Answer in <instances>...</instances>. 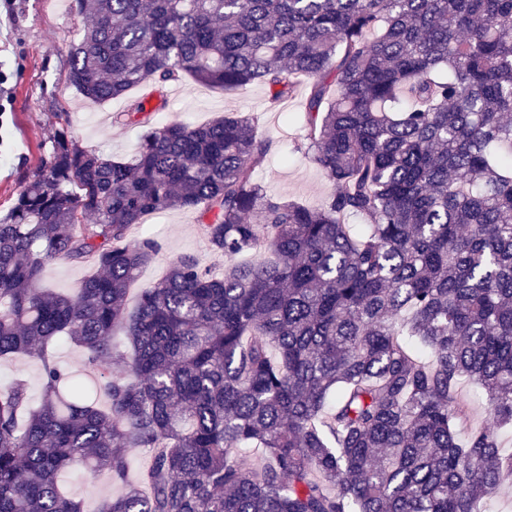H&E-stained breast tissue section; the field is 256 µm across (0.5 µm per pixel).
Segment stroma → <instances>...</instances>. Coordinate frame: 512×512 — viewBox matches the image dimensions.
Masks as SVG:
<instances>
[{"label": "stroma", "mask_w": 512, "mask_h": 512, "mask_svg": "<svg viewBox=\"0 0 512 512\" xmlns=\"http://www.w3.org/2000/svg\"><path fill=\"white\" fill-rule=\"evenodd\" d=\"M84 16L70 12L68 0H0V214H5L25 182L49 157L58 130L67 131L81 148L116 161L136 152L140 128L113 123L124 111L126 98L94 102L69 82L68 48L79 42ZM300 97L268 107V90L257 84L224 92L193 80L169 90L164 109L153 116L155 125L179 121L190 126L208 123L227 112H243L258 120V129L271 139L272 149L256 163L259 180L271 194L306 205L321 204L332 190L323 172L297 150L301 130L296 120ZM193 210H166L149 215L140 236L157 240L160 251L131 285L128 302L136 304L143 288L162 278L180 256H196L212 272L224 267L199 231ZM23 378L32 401L42 391V362L35 356L0 359V386ZM62 488L95 512L119 486L106 479L88 478L68 470L59 478Z\"/></svg>", "instance_id": "35a3bbf8"}]
</instances>
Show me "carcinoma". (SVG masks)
Returning a JSON list of instances; mask_svg holds the SVG:
<instances>
[{"mask_svg": "<svg viewBox=\"0 0 512 512\" xmlns=\"http://www.w3.org/2000/svg\"><path fill=\"white\" fill-rule=\"evenodd\" d=\"M87 15L69 81L94 101L190 77L308 79L298 150L334 190L271 195V150L237 112L143 129L129 161L61 131L0 216V358L42 361L0 387V512H83L80 467L121 486L98 512H486L512 483V0H72ZM199 212L217 276L177 258L126 306L159 251L146 216ZM359 222L354 226L353 222ZM91 263L70 295L47 263ZM122 330L127 350H115ZM85 351L108 405L59 367ZM125 365L112 372V361ZM495 424L465 439L461 385ZM150 464L128 479L126 449ZM243 448L256 449L247 458ZM54 358L58 365L66 371L84 373L85 353L76 345L60 342L53 349ZM17 377L26 381L31 401L37 404L42 391L41 360L37 356L0 359V386L10 384Z\"/></svg>", "mask_w": 512, "mask_h": 512, "instance_id": "cac0c4a2", "label": "carcinoma"}]
</instances>
